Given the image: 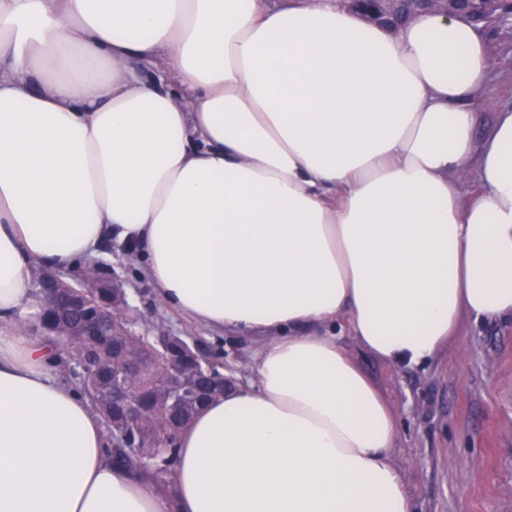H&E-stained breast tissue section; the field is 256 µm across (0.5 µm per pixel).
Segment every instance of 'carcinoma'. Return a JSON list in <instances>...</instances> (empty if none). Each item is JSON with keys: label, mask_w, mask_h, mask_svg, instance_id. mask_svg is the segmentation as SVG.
<instances>
[{"label": "carcinoma", "mask_w": 512, "mask_h": 512, "mask_svg": "<svg viewBox=\"0 0 512 512\" xmlns=\"http://www.w3.org/2000/svg\"><path fill=\"white\" fill-rule=\"evenodd\" d=\"M107 307L116 313V319H105L101 323V333L110 335L114 332H128L138 327L141 316L129 303L127 293L123 288L112 287V278L100 275L97 278V288L87 298L85 305L77 311L66 313L69 323L78 327L85 321L93 319ZM59 314L56 312L42 313L33 329L48 340H56L54 331ZM164 337L161 328L156 333L140 334L132 338L128 357L132 359L148 358L161 350L159 340ZM181 358L184 363L205 373V367L197 362L199 352L190 342L183 341ZM93 352L94 365L86 370L75 367L85 357L84 349ZM65 363L70 365L67 373L72 384L88 397L91 405L98 412L101 423L107 433L106 453L112 464L121 467H135L139 473L149 478L157 490L167 498L169 512H176L174 496L169 491L171 476L174 469L176 448L165 446L166 439L172 430H180L188 424L195 415L211 400L224 396V392H211L207 387H201L200 394L190 404L174 412H159L157 408L164 400L165 390L162 386V368L156 367L134 382L139 392L146 412L141 419V427L146 434V440L141 448H122L116 446L118 431L121 430V415L112 400L106 395L107 380L112 372V351L105 345L93 340L85 345L81 342L65 347Z\"/></svg>", "instance_id": "cac0c4a2"}]
</instances>
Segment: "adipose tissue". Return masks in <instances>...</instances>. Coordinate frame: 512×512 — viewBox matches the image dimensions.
Masks as SVG:
<instances>
[{
	"mask_svg": "<svg viewBox=\"0 0 512 512\" xmlns=\"http://www.w3.org/2000/svg\"><path fill=\"white\" fill-rule=\"evenodd\" d=\"M492 69L435 13L0 0V512H168L29 328L36 273L108 239L163 305L262 341L178 435V512H413L398 418L332 328L411 367L512 318V107L479 141L472 106Z\"/></svg>",
	"mask_w": 512,
	"mask_h": 512,
	"instance_id": "adipose-tissue-1",
	"label": "adipose tissue"
}]
</instances>
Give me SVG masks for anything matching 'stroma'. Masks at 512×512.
<instances>
[{
	"label": "stroma",
	"mask_w": 512,
	"mask_h": 512,
	"mask_svg": "<svg viewBox=\"0 0 512 512\" xmlns=\"http://www.w3.org/2000/svg\"><path fill=\"white\" fill-rule=\"evenodd\" d=\"M512 105V69L493 71L474 99L476 134ZM131 296L145 322L199 341L224 372L250 375L259 340L215 333L165 307L137 262L112 243L97 259ZM339 340L399 419L395 457L414 512H512V321L463 319L454 337L421 366L383 361L341 328Z\"/></svg>",
	"instance_id": "35a3bbf8"
}]
</instances>
